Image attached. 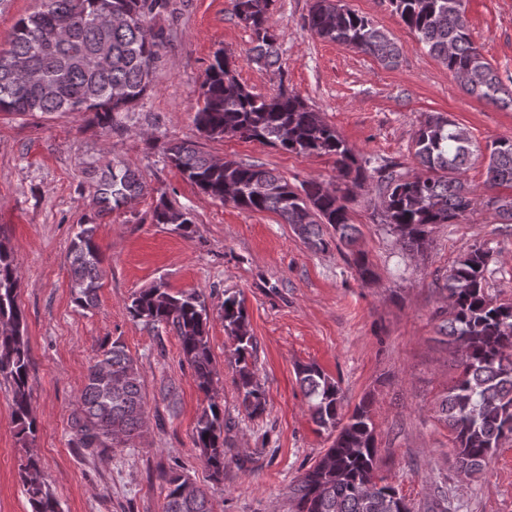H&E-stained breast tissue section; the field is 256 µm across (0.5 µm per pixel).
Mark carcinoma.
Wrapping results in <instances>:
<instances>
[{"label": "carcinoma", "instance_id": "carcinoma-1", "mask_svg": "<svg viewBox=\"0 0 512 512\" xmlns=\"http://www.w3.org/2000/svg\"><path fill=\"white\" fill-rule=\"evenodd\" d=\"M102 0H42L41 9L21 19L8 36L7 52L27 57L44 76L45 85L17 90L0 56V112H92L101 124L129 110L153 83L159 34L145 19L164 0H110L112 8L132 16L131 23L103 30L95 25ZM272 0H232V11L251 31L255 62L280 67L277 35L269 24ZM392 13L423 43L428 52L456 78L468 75L465 90L481 99L500 100L502 81L471 41L465 16L466 0H388ZM307 27L320 38L371 56L385 68L399 64L400 49L389 32L348 9L343 0H313ZM112 52L104 63L93 61L102 38ZM226 51L213 55L200 86L195 124L208 139L226 136L257 140L287 152L335 157L336 182L318 178L297 186L261 164L203 154L191 141L170 145L167 155L184 179L215 200L231 202L251 212H272L310 249L325 251L330 243L351 250V261L364 281L375 271L364 253L353 251L358 229L351 223L349 203L357 192H373L381 222L397 235L404 250L426 249L433 226L458 224L472 213L478 195L462 178L475 155L467 132L439 113L420 122L413 139V156L421 172L408 177L400 165L385 161L371 169L358 162L352 149L297 93L260 95L248 90L234 74ZM127 97L113 100L111 89ZM485 188H512V138L486 147ZM141 178L126 168L105 179L102 201L119 208L140 194ZM487 204L512 221V197L491 196ZM153 223L171 224L187 235L189 213L162 198ZM331 228L328 236L324 229ZM101 251L95 227L78 225L71 247V288L74 301L90 307L99 288ZM487 252L464 253L448 272V322L440 330L455 345L461 373L440 405L441 418L452 436L454 467L467 476L479 473L501 440L512 434V303H495L485 293ZM20 275L11 252L0 243V377L12 391V419L17 435L34 441L31 359L25 318L17 302ZM224 330L234 346L237 389L250 417L266 411L265 392L254 364L257 342L251 333L243 301L224 298ZM132 317L152 328L171 329L180 341L184 361L192 370L205 405L194 427V443L213 480H224V404L215 391L217 375L209 341V313L196 291L173 292L159 281L140 291L129 306ZM316 425L336 433L333 444L292 488L295 512H395L396 488L377 474V438L371 402H360L341 413L340 391L317 365L297 368ZM146 397L137 361L114 341L97 354L77 397L73 442L95 457L112 448L132 446L146 423ZM32 512H61L44 481L39 459L30 454L19 469ZM162 512H214L207 491L188 476L169 471Z\"/></svg>", "mask_w": 512, "mask_h": 512}]
</instances>
